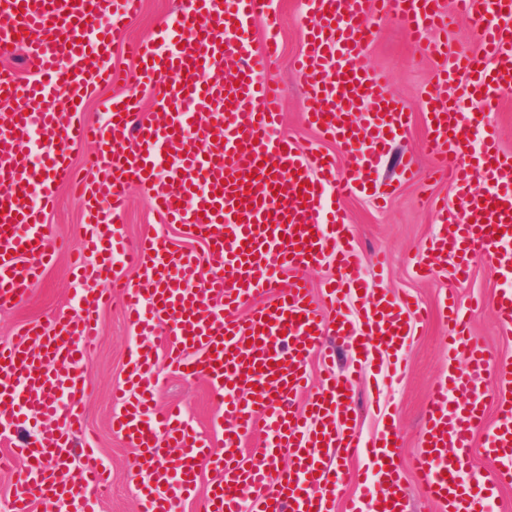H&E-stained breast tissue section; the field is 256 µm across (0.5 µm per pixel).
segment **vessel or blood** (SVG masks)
<instances>
[{
    "mask_svg": "<svg viewBox=\"0 0 512 512\" xmlns=\"http://www.w3.org/2000/svg\"><path fill=\"white\" fill-rule=\"evenodd\" d=\"M455 5L472 22L479 53H459L430 37L448 25L441 0H380L374 13L369 0H307L306 49L295 71L310 126L351 159L341 169L335 154L270 135L281 98L279 82L267 73L278 52L272 0H182L150 41L131 46L140 65L135 82L151 91L159 113L139 123L132 93L100 99L103 120L85 121L81 110L102 86L121 81L112 47L141 0H0V51L24 44L31 66L26 77L0 70V99L11 104L0 112L1 308L22 302L51 259L45 217L59 179L73 174L70 149L95 147L94 175L80 184L85 248L74 272L76 292L90 300L74 314L24 325L0 348V436L32 417L59 423L16 444L26 472L14 486L13 512H31L39 498L84 512L82 486L60 482L56 470L84 432L88 381L80 364L98 338L109 287L122 293L134 329L155 320L169 336L161 353L138 346L114 394L112 428L136 449L137 466L151 473L143 512H177L187 498L194 512H331L344 479L324 454L349 458L363 450L378 487L373 499L352 501L347 512H406L400 435L391 428L362 440L351 419L357 378L336 372L329 341L341 340L374 365L386 350L397 359L412 334L411 316L384 292L370 299L361 321L344 309L346 297L365 283L349 226L331 216L325 198L367 190L386 133L407 124L385 78L362 63L380 23L389 12L401 13L425 54L454 60L452 69L437 71L423 106L432 124L429 148L455 185L459 206L438 209L442 230L424 250L434 258L451 255L462 279L477 254L512 279V154L500 148L490 122L512 94V0ZM259 17L268 35L255 49L250 30ZM228 31L234 42H225ZM230 60L232 73L224 67ZM474 98L482 112H462ZM37 140L42 165L34 171L20 157ZM133 182L150 189L160 223L181 225L206 243V252L173 249L157 237L125 243L118 224ZM476 182L487 192L474 193ZM118 256L137 266L138 281L118 276ZM326 259L336 276L318 300L304 270ZM201 263L211 276L187 287L184 273ZM449 310L448 365L432 386L412 472L420 499L437 512H475L496 488L512 484V361L491 360L457 304ZM315 352L325 369L311 393L308 359ZM160 356L209 381L222 447L197 434L182 411L155 412L151 383ZM488 370L499 385L497 423L489 431L478 391ZM303 393L308 400L300 412L295 401ZM452 393L461 402L449 403ZM260 414L272 430L265 448L247 458L241 443ZM481 430L486 437L479 444ZM284 453L293 460L285 468L278 464ZM477 454L499 467L492 480L463 483L459 475ZM85 476L93 487L108 486L109 471L90 448Z\"/></svg>",
    "mask_w": 512,
    "mask_h": 512,
    "instance_id": "vessel-or-blood-1",
    "label": "vessel or blood"
}]
</instances>
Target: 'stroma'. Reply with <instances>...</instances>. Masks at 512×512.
<instances>
[{
	"mask_svg": "<svg viewBox=\"0 0 512 512\" xmlns=\"http://www.w3.org/2000/svg\"><path fill=\"white\" fill-rule=\"evenodd\" d=\"M181 0H143V10L128 23L122 42L112 49V63L118 70L134 74L136 65L125 46L126 41L147 39L180 7ZM280 16L279 53L268 67L282 89V113L276 136H288L301 145L321 144L336 155V164L347 167L348 159L337 146L322 141L305 119V101L300 81L291 68L292 61L305 49L298 23L301 0H273ZM367 67L384 73L389 88L408 115L407 125L392 140L383 159L381 177L395 178L401 156L415 160L420 175L407 181L398 180L394 195L384 200L357 194L341 203L351 225L353 245L364 256V279L376 289L385 290L392 299L410 297L428 311L427 323L417 325L415 336L404 351L396 373L385 377L379 370L364 367L356 389L354 419L363 439L379 435L386 424L397 426L401 433L400 458L410 462L422 445V423L431 383L448 362V311L445 299L455 295L467 309L470 328L494 357L512 356V334H505L498 323L494 306L506 281L494 273L482 256H474L468 279H457L453 264L441 266L430 278L421 279L414 266L422 256L425 241L439 230L436 202L454 196L453 187L435 171L436 160L426 153L429 123L422 99L430 88L440 59L423 54L412 44L407 25L399 15H392L380 31L364 58ZM57 242L51 262L28 296L16 307L0 310V344L9 343L18 325L45 321L63 313H74L83 299L75 295L69 275L72 249L83 236V205L68 184H60L55 207L48 213ZM123 235L129 238L159 236L175 248L202 250L201 242L189 239L176 224L158 223L151 206V192L138 184L128 188V204L122 218ZM101 337L85 361L91 392L86 402V443L112 470V485L107 496H98L93 488L84 494L91 512H140L139 492L147 475L138 473L135 451L124 438L112 430V391L122 385L131 352L141 343L163 349L164 325H154L147 335H138L130 326L120 300L99 312ZM155 387L158 407L181 408L195 430L202 436L213 434L218 414L212 390L206 379L185 377L167 366L157 369Z\"/></svg>",
	"mask_w": 512,
	"mask_h": 512,
	"instance_id": "stroma-1",
	"label": "stroma"
}]
</instances>
